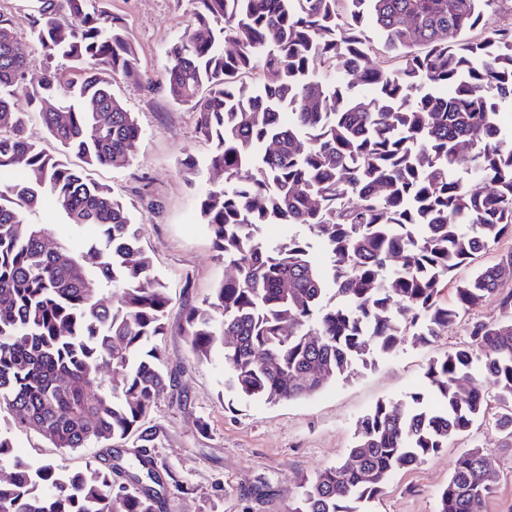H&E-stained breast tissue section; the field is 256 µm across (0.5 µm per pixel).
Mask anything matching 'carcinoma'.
<instances>
[{
  "instance_id": "obj_1",
  "label": "carcinoma",
  "mask_w": 512,
  "mask_h": 512,
  "mask_svg": "<svg viewBox=\"0 0 512 512\" xmlns=\"http://www.w3.org/2000/svg\"><path fill=\"white\" fill-rule=\"evenodd\" d=\"M26 2L19 18L0 12V409L55 448L151 442L146 420L167 377L149 343L164 335L170 298L125 203L67 162L134 159L141 127L102 73L137 80L140 59L105 0ZM187 2L193 22L167 52L162 85L217 140L209 163L224 186L199 198V212L232 271L185 310L197 358L219 345L230 389L294 401L407 340L432 344L463 312L491 300L499 309L430 360L429 392L377 402L348 460L303 479L290 512H361L395 470L469 435L490 403L478 383L460 391L462 379L495 385V425L512 441V251L456 282L454 303L439 299L454 271L512 235V132L499 122L512 107V26H488L485 11L498 0ZM22 21L44 60L71 64L70 82L17 51ZM316 57L336 68L331 81L310 72ZM368 74L369 91L357 89ZM30 112L58 155L28 139ZM20 160L33 178L4 181ZM45 196L68 230L93 225L101 238L81 252L63 240L48 249L50 227L29 221ZM263 224L305 235L269 246ZM3 461L0 512H157L159 477L143 459L151 486L118 488L110 464L63 473L17 456L0 425ZM496 478L484 449L469 446L439 512H483Z\"/></svg>"
}]
</instances>
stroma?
I'll use <instances>...</instances> for the list:
<instances>
[{"label": "stroma", "mask_w": 512, "mask_h": 512, "mask_svg": "<svg viewBox=\"0 0 512 512\" xmlns=\"http://www.w3.org/2000/svg\"><path fill=\"white\" fill-rule=\"evenodd\" d=\"M106 6L138 50L142 78L114 77L112 91L136 114L143 135L129 166L89 167L85 173L128 206L171 297L158 347L175 381L150 416L156 435L148 451L164 475L159 512H288L303 477L345 460L370 408L426 390L429 360L467 341V324H450L428 347L403 344L301 401L273 405L229 390L221 355L196 359L181 332L185 307L200 303L224 275L197 206L200 195L223 184L224 174L207 167L213 145L197 134L192 112L159 85L166 52L183 36L190 8L186 0H107ZM189 156L199 163L192 176L182 166ZM11 435L17 455L65 472L110 455L99 444L59 451L29 426L13 425ZM473 440L498 472L483 512H512V444L490 418ZM458 451L449 445L439 456L396 472L368 512H437L438 492Z\"/></svg>", "instance_id": "obj_1"}]
</instances>
